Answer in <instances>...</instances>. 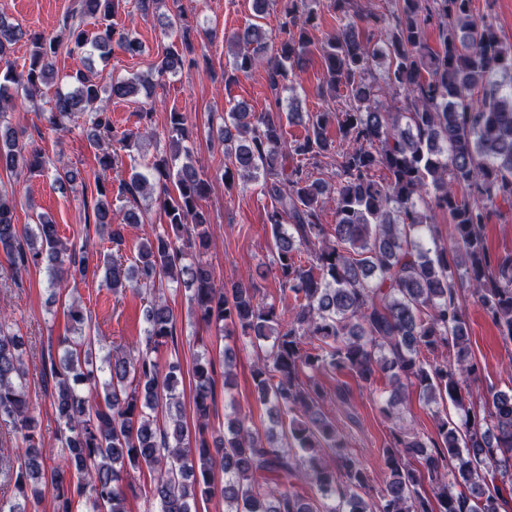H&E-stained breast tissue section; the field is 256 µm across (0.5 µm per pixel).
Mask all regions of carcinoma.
<instances>
[{
    "label": "carcinoma",
    "instance_id": "1",
    "mask_svg": "<svg viewBox=\"0 0 512 512\" xmlns=\"http://www.w3.org/2000/svg\"><path fill=\"white\" fill-rule=\"evenodd\" d=\"M166 2L80 0L78 14L63 20L65 45L0 13V127H9L16 98L35 101L53 85L51 127L84 115L92 144H119L98 157L96 223L123 245L125 227L144 223L147 209L138 197L151 189L163 197L166 224L139 243L131 265L114 257L105 262V286L117 294L180 282L191 292L198 322L220 336L239 332L254 347L270 341L252 364L251 379L259 401L274 410L275 426L261 436L246 417L234 416L227 433L215 434V367L205 357L192 368L195 421L188 424L177 393L181 364L158 359L174 339L176 319L167 303L145 305V347L109 350L98 361L95 349L103 346L89 332L91 316L73 301L67 317L78 334L58 338L61 354L50 351L43 359L55 383L63 451L54 463L25 391V342L1 315L0 424L12 428L23 448L10 477L15 494L0 501V512H34L48 493L55 512H75L85 496L89 512H127L124 475L143 467L151 475L145 493L160 512H193L198 500L217 493L225 512H504L512 494V389L489 393L478 407L466 404L462 390L480 366L469 352L462 299L471 291L512 345V252L493 255L484 238L492 215L512 213V45L475 0H397L388 19L357 0H329L338 26L320 42L319 93L343 91L348 105L343 112H304L293 78L307 62L318 12L309 0H252L253 20L224 38L232 57L224 80L261 70L273 102L259 114L234 105L219 116L217 138L227 191L238 176L258 182L270 200L273 264L281 292L293 300L279 304L253 286L225 289L201 258L184 263L185 249L201 255L210 238L202 205L210 178L189 158L186 114L168 112L165 149L150 158L135 154L141 132H114L107 103L144 95L140 119L147 128L163 78L207 60L205 46L189 38L183 11H159ZM130 3L164 32L182 31L180 42L165 47L147 72L108 85L90 65L56 78L63 45L86 61L108 56L114 45L132 57L143 53L126 22ZM272 13L276 45L268 44L265 29ZM79 17L94 20L96 30L84 29ZM431 27L438 31L436 47L426 38ZM23 39L31 51L18 66L10 56ZM295 119L305 122V135L290 140L284 124ZM338 141L348 147L336 148ZM322 158L336 165L333 185L314 177ZM49 163L11 133L0 135V167L24 173ZM124 172L120 186L130 203L114 224L109 182ZM329 202L336 210L330 228L321 222ZM434 210L448 214L447 244L431 222ZM14 211L13 199L0 192V249L13 278L40 265L54 289L70 272L86 277L84 257L57 225L41 216L35 227L21 229ZM443 349L454 359H429ZM327 369L366 383L379 371L390 374L391 397L382 412L393 427L382 448L384 485L373 494L326 408L330 397L318 375ZM408 387L438 406L435 436L427 440L403 423ZM449 402L462 413L460 421L448 416ZM301 468L309 485L303 492L293 485ZM218 472L224 474L220 488Z\"/></svg>",
    "mask_w": 512,
    "mask_h": 512
}]
</instances>
